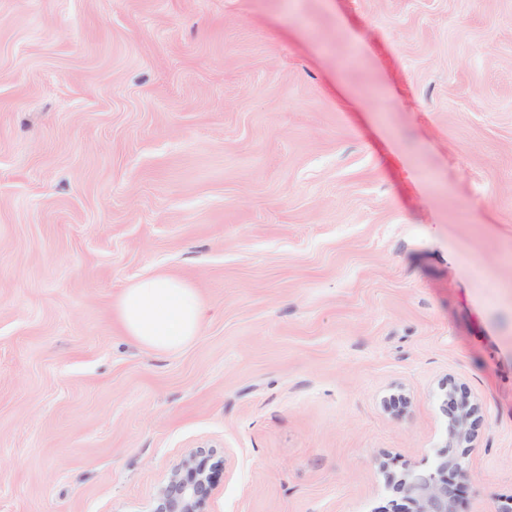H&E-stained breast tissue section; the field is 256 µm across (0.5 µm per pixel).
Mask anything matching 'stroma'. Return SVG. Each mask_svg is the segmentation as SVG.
<instances>
[{"label":"stroma","instance_id":"stroma-1","mask_svg":"<svg viewBox=\"0 0 512 512\" xmlns=\"http://www.w3.org/2000/svg\"><path fill=\"white\" fill-rule=\"evenodd\" d=\"M196 288L185 349L125 336ZM477 410L512 498V0H0V512H389ZM115 314L134 343L166 353L181 349L199 335L206 309L195 288L174 276L152 274L123 290ZM202 453L189 455L175 468L157 494L150 512H205L215 484L218 463L208 465Z\"/></svg>","mask_w":512,"mask_h":512}]
</instances>
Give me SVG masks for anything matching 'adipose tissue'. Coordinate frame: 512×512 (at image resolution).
<instances>
[{
	"label": "adipose tissue",
	"mask_w": 512,
	"mask_h": 512,
	"mask_svg": "<svg viewBox=\"0 0 512 512\" xmlns=\"http://www.w3.org/2000/svg\"><path fill=\"white\" fill-rule=\"evenodd\" d=\"M115 314L134 343L166 353L181 349L199 335L206 309L197 291L184 281L152 274L123 290Z\"/></svg>",
	"instance_id": "1"
}]
</instances>
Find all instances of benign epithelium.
I'll return each mask as SVG.
<instances>
[{
    "label": "benign epithelium",
    "mask_w": 512,
    "mask_h": 512,
    "mask_svg": "<svg viewBox=\"0 0 512 512\" xmlns=\"http://www.w3.org/2000/svg\"><path fill=\"white\" fill-rule=\"evenodd\" d=\"M446 401L453 407L448 448L433 469L410 471L394 484V491L411 506L410 512H456L459 487L455 477L464 473V468L454 448L473 437L469 419L475 404L468 391L455 385L448 386ZM217 471L218 465L208 464V458L199 453L189 455L159 489L151 512H205Z\"/></svg>",
    "instance_id": "obj_1"
}]
</instances>
